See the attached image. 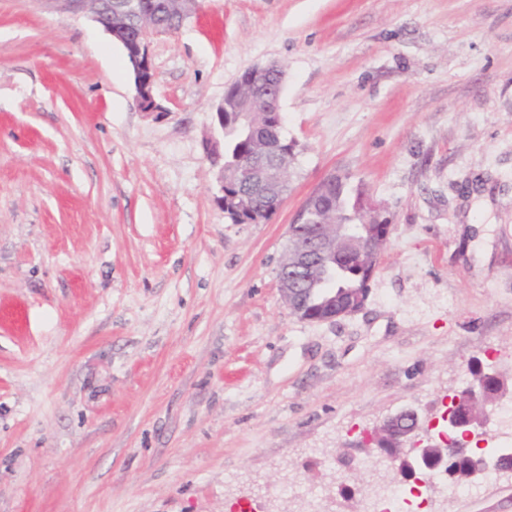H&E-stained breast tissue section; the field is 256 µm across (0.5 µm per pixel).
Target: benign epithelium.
<instances>
[{"label": "benign epithelium", "mask_w": 512, "mask_h": 512, "mask_svg": "<svg viewBox=\"0 0 512 512\" xmlns=\"http://www.w3.org/2000/svg\"><path fill=\"white\" fill-rule=\"evenodd\" d=\"M58 9L71 13H87L93 20L108 32L114 40L120 43L132 66L135 79L136 100L144 112H157L160 109L153 94V74L150 63L151 38L157 34H176L180 32L183 23L171 21V26L163 27V12L173 7L170 0H157L153 12L143 11V0H49ZM251 80L259 82L271 75L278 82H283L284 68L277 62L259 64L245 71ZM257 108L254 104L241 105L236 112L237 122L256 127ZM287 166L281 164L270 155V147L264 146L242 169L243 180L253 190L262 193L272 211H277L285 198L283 186L287 183ZM336 179L331 175L311 193L295 213L292 223H312V202L324 189V185ZM360 208L372 212L375 224L371 225V235L361 241L358 255L366 256V275L371 278L376 273L381 253L376 245H385L390 237L392 225L383 221L380 214L367 200L360 201ZM349 232L347 224H320L316 234L310 238L291 235L289 240V260L277 272V283L280 296L288 309L300 319L310 322L332 321L338 317L348 316L360 311L366 298L359 295L348 302L336 305V291L333 288L325 290L322 300L323 311L306 310L300 297L299 280L296 273L316 275L323 271L325 260L336 254V240L345 237ZM493 415L486 411L477 422L465 421L459 414L445 415L448 427L461 431V447H467L474 437L475 431L484 429L492 424ZM383 425L390 426V435L398 447L412 443L413 462L410 464V474L404 480L424 485L428 478L447 466L444 454L432 452L431 440L420 438L423 432V419L419 409L403 408L387 417ZM470 476H482L490 471L502 470L501 463L493 461L484 455L470 456Z\"/></svg>", "instance_id": "obj_1"}]
</instances>
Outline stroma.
Listing matches in <instances>:
<instances>
[{"label": "stroma", "mask_w": 512, "mask_h": 512, "mask_svg": "<svg viewBox=\"0 0 512 512\" xmlns=\"http://www.w3.org/2000/svg\"><path fill=\"white\" fill-rule=\"evenodd\" d=\"M150 56L146 113L87 15L0 0V512H373L363 433L436 435L477 359L512 407V0H200ZM271 61L290 192L232 224L204 145ZM333 173L393 232L364 309L308 322L277 271ZM422 496L512 512V472Z\"/></svg>", "instance_id": "1"}]
</instances>
